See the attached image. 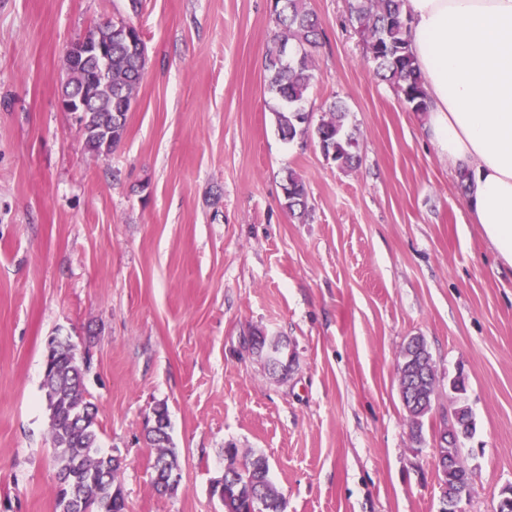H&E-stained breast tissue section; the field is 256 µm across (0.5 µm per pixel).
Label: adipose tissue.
Returning <instances> with one entry per match:
<instances>
[{"instance_id":"ef3b65f1","label":"adipose tissue","mask_w":512,"mask_h":512,"mask_svg":"<svg viewBox=\"0 0 512 512\" xmlns=\"http://www.w3.org/2000/svg\"><path fill=\"white\" fill-rule=\"evenodd\" d=\"M426 129L464 206L512 268V0H405Z\"/></svg>"}]
</instances>
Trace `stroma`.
Segmentation results:
<instances>
[{"label":"stroma","instance_id":"35a3bbf8","mask_svg":"<svg viewBox=\"0 0 512 512\" xmlns=\"http://www.w3.org/2000/svg\"><path fill=\"white\" fill-rule=\"evenodd\" d=\"M324 38L304 103L349 110L360 164L283 139L264 58L271 0H0V512H55L41 390L47 341L90 359L100 446L127 512H222L224 448L262 455L284 512H439L432 440L409 434L401 346L423 337L438 402L468 379L465 512L512 486V269L502 266L396 89L374 74L349 0H308ZM128 20L147 46L120 146L95 158L58 104L63 57ZM303 178L305 218L282 206ZM280 336L287 380L243 346ZM165 404L182 479L152 487Z\"/></svg>","mask_w":512,"mask_h":512}]
</instances>
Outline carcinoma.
<instances>
[{
    "instance_id": "carcinoma-1",
    "label": "carcinoma",
    "mask_w": 512,
    "mask_h": 512,
    "mask_svg": "<svg viewBox=\"0 0 512 512\" xmlns=\"http://www.w3.org/2000/svg\"><path fill=\"white\" fill-rule=\"evenodd\" d=\"M404 3L405 0H352L351 17L362 32L376 74L396 87L412 111L423 114L427 111V95L407 38ZM273 12L278 31L265 56L267 86L284 103L275 112L278 130L283 137L293 140L306 135L303 103L315 78L313 50L323 31L307 0H274ZM115 27L114 23L98 26L102 35L112 36V56L90 68H81L73 77L80 88L89 82L99 83L104 73L112 83V93H102L100 111L89 112L80 119L85 150L97 157L111 153L122 142L146 63L147 48L137 29L131 28L130 37L126 38L111 35ZM348 114L345 105L331 103L313 133L325 158L352 169L360 160L359 139L348 127ZM282 191V205L290 214H308L305 183L291 170L283 179ZM244 343L259 358L262 351H273L267 370L283 379L287 377V346L282 338L269 337L256 329ZM46 357L53 361L42 389L59 463L56 512H126L125 499L117 484L121 462L99 450L98 410L86 398L84 384L88 364L79 363L70 339L59 336L49 339ZM432 363L422 337L413 336L401 347L398 372L403 374V406L411 436L418 442L422 441L425 419L432 414L438 397L436 375L426 373V367ZM449 389L453 393L457 433L452 440L440 443L435 454L443 500L448 502L471 484L469 470L456 461L462 459L464 440L476 431L474 415L465 402V377H454ZM147 440L154 450L155 491H174L169 480L172 474L180 473V465L163 403L154 409V423L147 430ZM211 494L218 499L223 512H284V499L269 479L268 459L243 454L233 446L224 449V474L213 482Z\"/></svg>"
}]
</instances>
